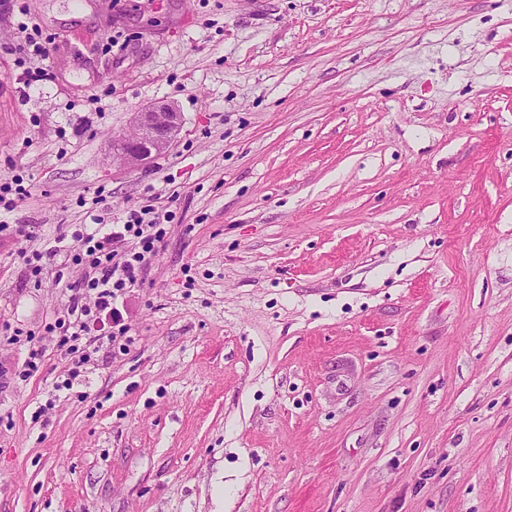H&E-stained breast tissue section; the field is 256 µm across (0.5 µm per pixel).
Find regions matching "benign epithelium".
<instances>
[{"label":"benign epithelium","mask_w":512,"mask_h":512,"mask_svg":"<svg viewBox=\"0 0 512 512\" xmlns=\"http://www.w3.org/2000/svg\"><path fill=\"white\" fill-rule=\"evenodd\" d=\"M181 127V115L168 105L137 112L132 134L112 139V159L130 169L145 166L152 158L169 150Z\"/></svg>","instance_id":"benign-epithelium-1"}]
</instances>
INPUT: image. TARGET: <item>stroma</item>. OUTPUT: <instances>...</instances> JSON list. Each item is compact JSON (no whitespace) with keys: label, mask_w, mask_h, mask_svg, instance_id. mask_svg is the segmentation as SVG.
<instances>
[{"label":"stroma","mask_w":512,"mask_h":512,"mask_svg":"<svg viewBox=\"0 0 512 512\" xmlns=\"http://www.w3.org/2000/svg\"><path fill=\"white\" fill-rule=\"evenodd\" d=\"M0 6V512H512V0ZM50 39L18 83V31ZM178 142L113 160L133 112ZM169 212L71 388L79 224ZM39 371L20 378L31 348ZM133 132L112 139V158L130 169L145 166L152 158L169 150L176 141L180 127V112L168 105L134 112ZM16 184V187L13 189V186L12 184L8 183V182H5V183H0V232H4L6 230H9L11 227H10V224H8V222L3 219L2 220V211H3V214L6 216L8 213L12 212L14 210V208L16 207V201L14 198H9L7 199V195H10L12 194V191L14 190V193L17 195V199L18 200H21L22 198H24L26 196V189L25 188H22L21 184Z\"/></svg>","instance_id":"35a3bbf8"}]
</instances>
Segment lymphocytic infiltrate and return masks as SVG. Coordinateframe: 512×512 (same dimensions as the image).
I'll return each instance as SVG.
<instances>
[{
	"label": "lymphocytic infiltrate",
	"instance_id": "f902f5d3",
	"mask_svg": "<svg viewBox=\"0 0 512 512\" xmlns=\"http://www.w3.org/2000/svg\"><path fill=\"white\" fill-rule=\"evenodd\" d=\"M165 235L161 215L145 206L129 211L121 230L108 232L99 226L83 227L73 233L78 243L75 250L54 245L30 257L29 263L37 275L43 270V259L51 260L59 255L89 271L88 276L72 287L65 314L53 323L64 341L89 335L90 325L99 315L113 314L114 301L126 289L140 283L149 257Z\"/></svg>",
	"mask_w": 512,
	"mask_h": 512
}]
</instances>
